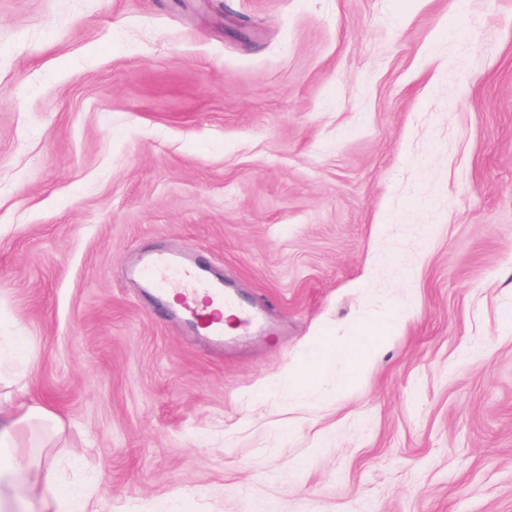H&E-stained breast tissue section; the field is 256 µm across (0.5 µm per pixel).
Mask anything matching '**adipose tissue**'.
Wrapping results in <instances>:
<instances>
[{"instance_id": "adipose-tissue-1", "label": "adipose tissue", "mask_w": 512, "mask_h": 512, "mask_svg": "<svg viewBox=\"0 0 512 512\" xmlns=\"http://www.w3.org/2000/svg\"><path fill=\"white\" fill-rule=\"evenodd\" d=\"M381 337L368 326L358 327L345 341L318 345L310 349L302 363L289 371V390L304 395L318 386L331 365L344 362V385L354 384L372 365L381 346ZM53 413L17 394L0 397V446L8 453L0 456V508L20 498L23 492L41 488L47 512H100L101 502L76 488L68 496L55 494L57 474L27 461L22 444L33 422L53 420Z\"/></svg>"}]
</instances>
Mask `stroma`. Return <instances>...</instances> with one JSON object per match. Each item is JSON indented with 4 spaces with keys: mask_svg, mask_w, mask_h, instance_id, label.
I'll return each instance as SVG.
<instances>
[{
    "mask_svg": "<svg viewBox=\"0 0 512 512\" xmlns=\"http://www.w3.org/2000/svg\"><path fill=\"white\" fill-rule=\"evenodd\" d=\"M172 245L267 325L169 321ZM0 386L105 512H512V0H0ZM128 273L158 296L165 293L164 287L171 279L179 278L189 287L185 290L203 288L217 301L240 307L236 297L225 291L224 284L208 278L198 262L185 253L165 251L137 256L128 265ZM372 332L368 325H363L347 341L311 348L302 363L283 377L289 390L303 396L320 384L328 368L337 361L345 364L343 386L354 384L372 365L381 346L383 336H373Z\"/></svg>",
    "mask_w": 512,
    "mask_h": 512,
    "instance_id": "1",
    "label": "stroma"
}]
</instances>
